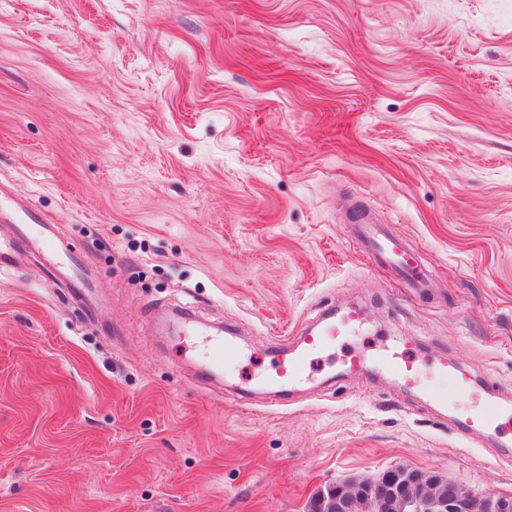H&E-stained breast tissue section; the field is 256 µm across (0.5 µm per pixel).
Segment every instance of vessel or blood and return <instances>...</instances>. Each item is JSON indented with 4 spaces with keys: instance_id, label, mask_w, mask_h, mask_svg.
Segmentation results:
<instances>
[{
    "instance_id": "1",
    "label": "vessel or blood",
    "mask_w": 512,
    "mask_h": 512,
    "mask_svg": "<svg viewBox=\"0 0 512 512\" xmlns=\"http://www.w3.org/2000/svg\"><path fill=\"white\" fill-rule=\"evenodd\" d=\"M0 210L10 214L17 226L16 237L8 242L0 241V269L13 267L22 250L30 246L47 244L51 221L32 207L26 198L18 192L5 189L0 185ZM355 220L359 225V239L364 251L371 260H378L393 267L407 282L409 287L418 291L426 290L432 280L426 272L421 254L417 247L397 237L377 232L366 212H358ZM64 265L68 268L75 284L77 294L90 295L92 274L77 258L65 256ZM371 321L370 314L360 309H347L337 313L336 317L325 320L313 327L304 336L299 345L290 352L287 379L289 383L300 384L307 379V362L312 353L325 343L326 337L345 336L361 332ZM203 349L211 363L219 359L233 357L235 345L228 340L209 337L204 341ZM377 364L385 371L395 375L406 387H415L420 378V364L407 347L389 343L373 355L354 354L341 365V370L353 377H362L370 364ZM438 370L449 376L459 392L468 394L470 402L459 412V424L470 435L478 436L487 429L500 426L501 422L512 421V411L506 405L491 401L486 393L474 390L468 375L454 364L439 365Z\"/></svg>"
}]
</instances>
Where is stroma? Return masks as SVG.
I'll return each mask as SVG.
<instances>
[{
  "mask_svg": "<svg viewBox=\"0 0 512 512\" xmlns=\"http://www.w3.org/2000/svg\"><path fill=\"white\" fill-rule=\"evenodd\" d=\"M0 182L93 271L0 273V512H309L405 467L512 495L505 429L440 400L451 361L512 402V0H0ZM367 205L418 246L372 262ZM314 385L280 350L329 307ZM180 311L235 330L219 378ZM412 338L420 389L340 364ZM359 227V239L364 251L371 260H378L393 267L407 282L410 288L425 291L431 288L432 280L425 271L419 249L397 237L377 232L365 210L356 216ZM60 262L68 268L76 284V291L72 294V298L78 299L81 294L88 297L92 289V273L82 265L81 261L71 255H66ZM372 317L360 309L342 310L336 317L327 319L313 327L307 336H303L299 345L289 353L288 373L278 374L269 383L278 382L279 378H287L288 383L300 384L307 381L306 365L309 357L325 343L326 336H345L362 332Z\"/></svg>",
  "mask_w": 512,
  "mask_h": 512,
  "instance_id": "stroma-1",
  "label": "stroma"
}]
</instances>
